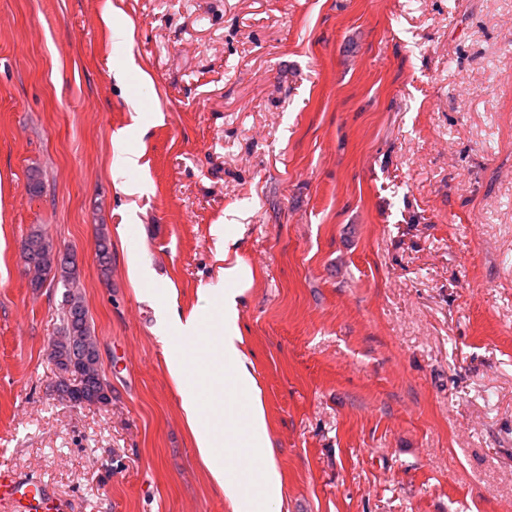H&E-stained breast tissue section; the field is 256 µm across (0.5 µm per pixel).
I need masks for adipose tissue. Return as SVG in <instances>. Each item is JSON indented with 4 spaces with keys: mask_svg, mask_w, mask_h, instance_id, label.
<instances>
[{
    "mask_svg": "<svg viewBox=\"0 0 512 512\" xmlns=\"http://www.w3.org/2000/svg\"><path fill=\"white\" fill-rule=\"evenodd\" d=\"M227 288L207 298L215 320L199 311L167 309L162 333L169 373L177 386L194 384L205 400L184 395L182 408L198 453L223 490L231 512H280L282 476L267 431L266 413L252 364L241 348L239 299L253 279L242 261L225 264Z\"/></svg>",
    "mask_w": 512,
    "mask_h": 512,
    "instance_id": "adipose-tissue-1",
    "label": "adipose tissue"
}]
</instances>
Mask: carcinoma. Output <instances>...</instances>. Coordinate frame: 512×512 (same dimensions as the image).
Segmentation results:
<instances>
[{"instance_id": "1", "label": "carcinoma", "mask_w": 512, "mask_h": 512, "mask_svg": "<svg viewBox=\"0 0 512 512\" xmlns=\"http://www.w3.org/2000/svg\"><path fill=\"white\" fill-rule=\"evenodd\" d=\"M96 255L102 274L108 275L112 254L103 231L98 237ZM22 258L33 273L31 287H42L50 277L65 288L62 334L52 342L51 357L62 372L80 377V387L66 389L69 400L77 406L108 400L106 395H98V392L105 390L106 383L100 374L99 358L95 356L97 344L92 336L88 312L81 295L74 290L76 259L54 248L50 239L39 231L25 239Z\"/></svg>"}]
</instances>
